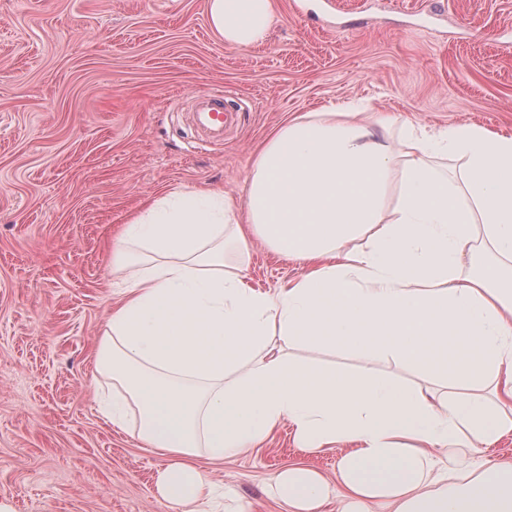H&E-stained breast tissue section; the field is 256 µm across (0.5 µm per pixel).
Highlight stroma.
Returning a JSON list of instances; mask_svg holds the SVG:
<instances>
[{"instance_id":"stroma-1","label":"stroma","mask_w":512,"mask_h":512,"mask_svg":"<svg viewBox=\"0 0 512 512\" xmlns=\"http://www.w3.org/2000/svg\"><path fill=\"white\" fill-rule=\"evenodd\" d=\"M259 45L210 26L206 0H0V498L11 512H182L156 492L168 458L103 422L94 354L112 244L145 202L208 185L247 197L256 149L292 117L362 103L389 121L512 134V0H272ZM231 91L223 143L188 126L193 93ZM303 272L253 244L252 287ZM341 449L284 424L257 449L197 464L243 512H287L275 473L332 483Z\"/></svg>"}]
</instances>
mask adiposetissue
<instances>
[{
  "instance_id": "ef3b65f1",
  "label": "adipose tissue",
  "mask_w": 512,
  "mask_h": 512,
  "mask_svg": "<svg viewBox=\"0 0 512 512\" xmlns=\"http://www.w3.org/2000/svg\"><path fill=\"white\" fill-rule=\"evenodd\" d=\"M208 18L225 43L253 46L272 0H208ZM442 155L461 162L456 188ZM253 239L306 272L250 288ZM112 270L95 358L112 388L96 400L169 456L165 500L217 494L198 450L221 461L287 423L308 451L346 446L338 512H512V461H475L512 433V136L410 124L393 144L346 104L292 118L255 155L244 206L210 187L153 198L123 225ZM336 348L438 381L294 355ZM328 490L303 466L269 480L288 512H320Z\"/></svg>"
}]
</instances>
